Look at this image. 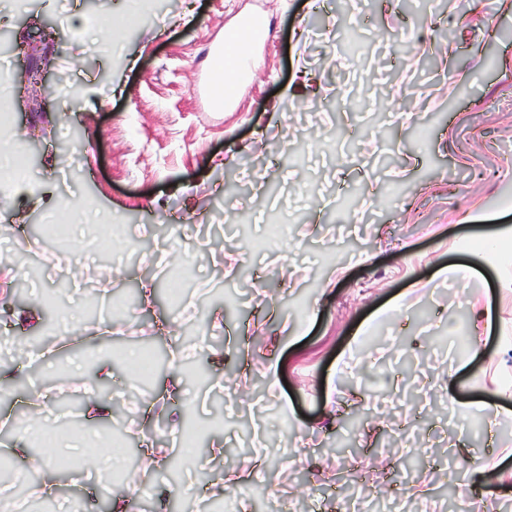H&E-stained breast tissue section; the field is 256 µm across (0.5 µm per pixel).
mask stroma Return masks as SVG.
<instances>
[{
  "mask_svg": "<svg viewBox=\"0 0 512 512\" xmlns=\"http://www.w3.org/2000/svg\"><path fill=\"white\" fill-rule=\"evenodd\" d=\"M0 0V35L37 41L54 23L63 50L42 62L46 88L0 91V135L24 157L0 178V224L13 254L42 276L12 314V335L55 341L86 294L99 320L126 289L161 287L170 253L191 246L181 309L161 294L102 342L129 349L179 322L185 361L156 369L140 395L125 370L112 421L122 461L143 458L189 420L211 422L212 478L188 461L192 489L157 485L125 512H204L235 494L265 459L266 494L242 512H450L448 471L479 456L497 489L481 512H512V0ZM361 22L359 47H341L342 15ZM263 18L270 34L229 106L212 107L209 58L227 32ZM77 208L71 238L32 228ZM122 224L103 249L93 225ZM272 224L287 238L251 254ZM86 279L55 310L32 317L71 260ZM464 264L471 279L442 280ZM489 309L491 325L476 322ZM259 394L215 411L226 372ZM481 425H470L472 416Z\"/></svg>",
  "mask_w": 512,
  "mask_h": 512,
  "instance_id": "1",
  "label": "stroma"
}]
</instances>
